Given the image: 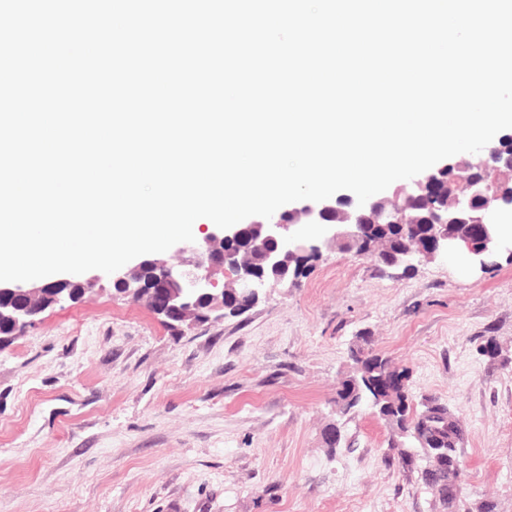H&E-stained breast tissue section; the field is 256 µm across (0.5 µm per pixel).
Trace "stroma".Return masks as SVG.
Returning a JSON list of instances; mask_svg holds the SVG:
<instances>
[{"label": "stroma", "mask_w": 512, "mask_h": 512, "mask_svg": "<svg viewBox=\"0 0 512 512\" xmlns=\"http://www.w3.org/2000/svg\"><path fill=\"white\" fill-rule=\"evenodd\" d=\"M363 335L412 410L459 417L453 512H512V254L386 271L336 246L191 330L107 283L45 310L0 348V512H446L372 408L336 415Z\"/></svg>", "instance_id": "stroma-1"}]
</instances>
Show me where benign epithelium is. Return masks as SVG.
Masks as SVG:
<instances>
[{
	"mask_svg": "<svg viewBox=\"0 0 512 512\" xmlns=\"http://www.w3.org/2000/svg\"><path fill=\"white\" fill-rule=\"evenodd\" d=\"M481 176L477 177L458 161L432 167L399 184L392 194L371 197L364 206L348 197L309 201L301 207L277 210L271 219L255 216L228 229H204L193 242H183L179 252L191 259L175 264L158 254H147L130 268L111 275L68 274L63 278L24 288L0 284V325L11 333L0 336V347L24 335L47 308L85 295L106 278L116 292L135 302H146L153 314L172 327H193L215 318L239 316L254 307L265 295L270 282L294 283L295 271L304 269L321 248L340 240L356 241L370 218L376 224L405 225V209L417 205L429 193L433 177L448 172L451 204L429 210L426 219L428 247L406 245L393 253L387 267L410 269L420 257L446 256L467 247L473 256H482L502 244L499 224L489 218L492 211L512 207V192H504L503 182L512 181V146L506 143L484 149ZM477 225L480 235L460 240L453 228ZM314 229L317 237L304 230ZM228 281L221 284L217 275Z\"/></svg>",
	"mask_w": 512,
	"mask_h": 512,
	"instance_id": "benign-epithelium-1",
	"label": "benign epithelium"
}]
</instances>
